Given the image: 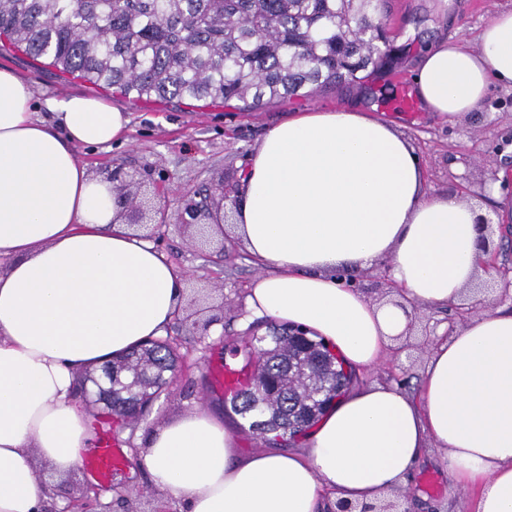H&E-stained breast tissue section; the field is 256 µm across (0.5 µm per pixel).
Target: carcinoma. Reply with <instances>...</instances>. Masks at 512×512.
I'll list each match as a JSON object with an SVG mask.
<instances>
[{
    "label": "carcinoma",
    "instance_id": "obj_1",
    "mask_svg": "<svg viewBox=\"0 0 512 512\" xmlns=\"http://www.w3.org/2000/svg\"><path fill=\"white\" fill-rule=\"evenodd\" d=\"M391 0H0V36L125 99L221 103L241 111L334 90L376 96L402 64L384 19ZM243 331L239 388L229 399L242 428L300 436L324 408L312 394L340 396L359 382L328 346L299 326ZM112 360L116 390L153 404L169 394L166 369L179 352L162 336Z\"/></svg>",
    "mask_w": 512,
    "mask_h": 512
}]
</instances>
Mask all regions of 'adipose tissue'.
Instances as JSON below:
<instances>
[{
	"mask_svg": "<svg viewBox=\"0 0 512 512\" xmlns=\"http://www.w3.org/2000/svg\"><path fill=\"white\" fill-rule=\"evenodd\" d=\"M512 87V10L478 35L429 50L414 77L425 109L456 120L491 83ZM52 120L41 119V112ZM105 100H36L0 69V512H43V459L60 475L91 435L72 397L88 367L165 335L184 281L120 220L124 201L77 156L124 137ZM482 213L430 192L410 141L362 110L293 113L255 148L234 206V237L262 268L246 296L257 319L320 336L346 366L378 367L413 307L483 305ZM389 260L397 298L378 302L340 273ZM238 441L207 409L156 426L143 450L156 488L188 512H319L324 495L375 504L402 485L424 448L476 487L475 512H512V310L472 317L430 353L418 396L355 388L296 452Z\"/></svg>",
	"mask_w": 512,
	"mask_h": 512,
	"instance_id": "obj_1",
	"label": "adipose tissue"
}]
</instances>
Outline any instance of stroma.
<instances>
[{
	"mask_svg": "<svg viewBox=\"0 0 512 512\" xmlns=\"http://www.w3.org/2000/svg\"><path fill=\"white\" fill-rule=\"evenodd\" d=\"M503 10H512V0H393L390 25L398 31L397 43L414 36L415 13L428 14L429 20L425 24L424 46L413 47L397 72L387 77L386 100L382 103L356 95L341 98L330 92L293 102H272L254 112L221 105L132 103L19 52L0 51V67L18 72L38 98L83 94L104 98L114 108L128 113L131 123L127 141L109 149H79V159L97 175L119 166L135 182L159 185L156 205L163 210V225L153 244L182 275L185 298L196 299L201 308H223L224 336L229 339L239 333V320L247 314V288L261 269L241 257V248L232 236H225V255L221 258L214 249L195 243L177 211L201 187L222 184L240 189L253 149L268 129L287 120L291 113L339 106L374 112L392 122L414 146L432 190L462 199L480 198L490 210L495 209L496 202L488 196L489 188L512 199V187L497 185L491 178L499 161L512 155V150L504 146L506 140L512 139L511 88L490 84L483 107L454 122L419 105L411 111L400 105L403 97L414 93L412 79L425 54V45L461 36L476 39L482 27ZM452 314L449 307L416 311L410 348L388 353L378 368L360 373V383L388 384L417 393L435 342L431 332L447 326ZM216 342V337L211 336L195 343L185 361L184 375L172 394L157 401L132 434L119 437L128 463L112 481L140 491V512H154L159 506L164 512H187L183 499L155 489L146 466L138 462L150 430L160 423L205 405L223 420L226 429L237 432L243 450L258 445L253 436L240 431L236 416L224 410L221 391L211 388V373L221 357ZM38 470L51 489L47 512H58L60 504L79 497L90 481L80 467L63 477L43 464ZM404 488L409 493L410 512H473L475 489L452 481L436 448L424 450Z\"/></svg>",
	"mask_w": 512,
	"mask_h": 512,
	"instance_id": "obj_1",
	"label": "stroma"
}]
</instances>
